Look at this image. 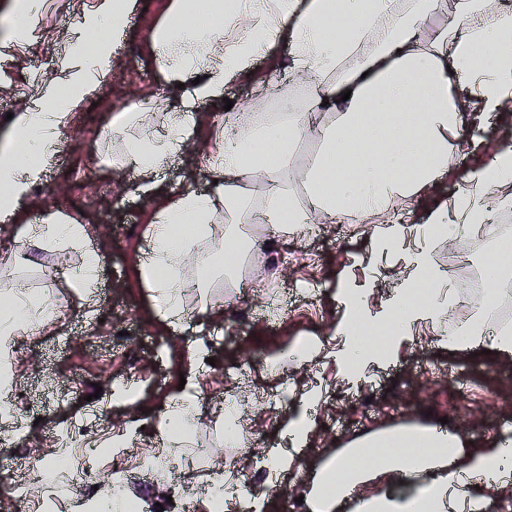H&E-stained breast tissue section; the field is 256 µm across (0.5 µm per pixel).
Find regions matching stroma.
<instances>
[{
	"instance_id": "35a3bbf8",
	"label": "stroma",
	"mask_w": 512,
	"mask_h": 512,
	"mask_svg": "<svg viewBox=\"0 0 512 512\" xmlns=\"http://www.w3.org/2000/svg\"><path fill=\"white\" fill-rule=\"evenodd\" d=\"M96 2L46 0L32 52L17 63L0 65V139L9 135L7 113L34 105L42 94L40 85L29 82L31 68L55 63L65 54L80 15ZM172 6L173 0H139L115 47L117 73L61 128V151L25 201L31 216L59 211L85 224L106 263L94 297H87L72 277L84 263L82 249L31 242L20 236L18 225L0 223V271L7 274L0 280V294L18 287L46 308L33 330L16 340L9 358L16 409L34 412L40 421L29 426L23 442L0 446V506L5 512H21L9 493L10 482L39 459L57 472L62 489L56 498L58 512H86L88 501L107 494L106 483L90 491L69 481V471L85 460L80 443L64 451L57 445L70 420L86 410L88 396L95 393L102 395L105 407L103 418L91 427L92 442L99 448L96 465L106 474L123 476L131 497L142 502V512H182L181 487L187 483L199 491L194 512H210L203 488L215 476L234 479L252 468L241 444L263 449L278 441L289 407L257 410L253 403L256 393L274 394L286 379L300 392L321 388L324 400L312 441L300 452L303 468L270 494L269 512H304L298 499L310 477L328 456L347 447L351 433L398 424L436 427L445 418L474 446L482 447L504 425L512 426V360L492 354H442L436 336L426 328L399 348L393 363L378 368L373 380L357 389L344 383L325 348L307 364H286L279 374L268 372L264 363L265 357L304 342H329L343 315L335 300L343 280L370 281L374 302L392 293L402 265L392 258L372 260V227L393 215L405 224L421 223L429 207L448 201L469 166L512 149V127L503 118L488 119L481 139L466 146L438 186L422 198L397 199L393 213H375L366 224L316 220L304 236L248 254L234 276L218 267L208 273L203 287L187 290V318L179 333L169 332L157 319L152 283L139 265L146 237L158 204L189 188L206 190L210 142L226 117L222 101L200 105L203 123L158 188L150 195L130 194L119 168L121 147L125 140L139 137L143 125L154 124L155 116L147 114L144 123L123 129L113 128L112 116L139 98L153 99L158 109H165L172 88L156 63L151 36L167 21ZM281 57L277 51L259 59L249 78L225 86V99L233 100L234 112L250 113L253 123L263 124L281 118L280 100L290 92L309 100L310 87L278 66ZM272 82L278 85V95L267 91ZM319 149L317 139L305 137L288 152L283 177L294 200L303 196L299 175ZM262 205L261 184L245 187L232 211L217 209L209 234L195 241L197 251L223 253L228 219H245ZM274 282L311 289L312 297L289 303L279 319L258 318L256 310ZM187 339L195 341L203 365L192 435L187 446L166 449L182 469L172 474L146 470L140 459L156 448L163 416L179 395L181 373L189 368L183 349ZM242 379L248 386L241 388L240 397L249 410L238 442L230 444L225 440L224 412L215 401ZM77 381L82 389H74ZM133 418L144 424L138 441L113 449V436Z\"/></svg>"
}]
</instances>
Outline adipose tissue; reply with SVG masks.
<instances>
[{"label": "adipose tissue", "instance_id": "adipose-tissue-1", "mask_svg": "<svg viewBox=\"0 0 512 512\" xmlns=\"http://www.w3.org/2000/svg\"><path fill=\"white\" fill-rule=\"evenodd\" d=\"M448 4V24L434 35L430 19L440 2ZM135 0H97L77 24L78 34L107 28L109 36L87 58L74 43L65 63L68 96L47 87L44 105L19 110L9 139L0 142V217L16 222L25 215L19 204L29 187L41 181L55 154L57 135L73 110L111 80L116 69L112 40L120 36ZM17 31L0 43V61L13 62L30 51L36 16L31 0H15ZM245 23L243 36L228 41L227 26ZM159 45L156 61L175 90L170 100L176 124L164 138L144 136L124 144V168L134 192L153 191L163 171L180 153L200 124L197 105L218 101L230 80L248 76L257 57L277 42L286 43L285 69L304 76L312 87L307 109L324 116L319 129L322 150L300 175L307 204L294 203L281 171L288 145L310 133L299 115L282 121L246 125L241 135L221 137L210 155L208 191H188L156 213L141 266L154 277L155 312L160 321L180 330L182 295L199 281L182 275L190 241L174 229L193 227L207 233L216 203L241 199L243 184L265 187L261 217L273 235H288L324 216L329 223L364 224L374 211L392 208L400 198L433 189L454 151L473 135L466 102L491 115L512 103V8L503 0H210L191 12L178 6L167 26L152 37ZM349 99H342L343 91ZM40 140L38 158L15 153L14 144ZM512 152L471 166L452 199L433 208L426 224L407 226L391 220L374 228V255L400 259L404 276L379 304L368 301L367 284L344 282L336 302L344 314L333 331L332 351L353 386L367 382L374 367L388 364L394 348L413 342L420 326L440 334L449 352L512 355V329L487 333L482 313L487 299L475 300L477 315L459 332L447 333L448 305L457 290L448 273L431 262L430 228L436 224H484L489 202L512 207ZM42 240H66L83 248L84 266L76 279L94 287L104 273V257L93 248L86 228L57 212L40 220ZM367 323L389 328L391 344L383 349L363 345L358 329ZM319 392L300 396L282 427L291 448H267L264 463L286 475L300 469L297 451L315 429ZM331 473L314 476L305 500L322 494L328 512L344 501L355 512H486V490L512 487L505 472L512 466V430L502 429L482 448L458 434L431 429L388 445L379 458L342 456ZM427 470L426 485L414 497L374 493L373 488Z\"/></svg>", "mask_w": 512, "mask_h": 512}]
</instances>
